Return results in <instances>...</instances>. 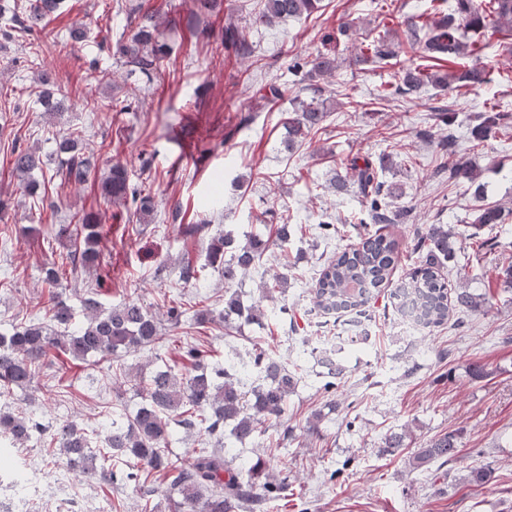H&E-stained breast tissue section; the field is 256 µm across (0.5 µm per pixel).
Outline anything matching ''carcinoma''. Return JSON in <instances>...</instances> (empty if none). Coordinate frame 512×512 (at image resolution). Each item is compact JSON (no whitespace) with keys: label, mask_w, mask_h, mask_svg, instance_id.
Returning a JSON list of instances; mask_svg holds the SVG:
<instances>
[{"label":"carcinoma","mask_w":512,"mask_h":512,"mask_svg":"<svg viewBox=\"0 0 512 512\" xmlns=\"http://www.w3.org/2000/svg\"><path fill=\"white\" fill-rule=\"evenodd\" d=\"M321 0H264V8L255 23L271 26L287 19L309 16L320 8ZM429 0L426 9L404 21L410 33L413 49L425 62V68L406 67L398 71L397 86H383L377 99L386 100L394 94L417 92L429 85L448 87L454 83L477 89L489 82V71L483 61L485 44L470 41L468 32L487 26L512 32V0ZM65 0H34L24 16L18 14V4L0 5L3 28L0 35L10 36V30L21 24L29 32H37L48 17L63 13ZM119 52L130 73L146 76L153 72L162 54L157 25L141 22L136 25ZM396 46L386 37L364 40L348 58L351 77L361 71V65L373 60L397 58ZM460 63V68L442 72L443 63ZM336 57L317 54L307 60L294 59L288 71L306 72L309 78L331 77L336 73ZM331 109L324 104L298 102L288 117V135L284 146L291 151L296 145L322 129L329 120ZM504 127L503 115L490 109L477 117L469 127V139L482 144L495 138ZM79 136L70 135L58 143L68 180L76 184L88 181L93 160L78 152ZM453 148L441 155L436 173H448V178H464L475 182L478 176L473 166L462 158L448 160ZM13 169L27 190H32L33 173L42 166L34 150L13 151ZM390 163L389 156L378 159L353 157L341 162L346 174L339 176L336 191L352 185L354 193L369 213L377 228L360 242L346 247L328 259L311 288L314 308L323 313L349 312L361 315L369 312V302L379 289L386 287L391 276L408 256L413 268L404 281L391 293L392 306L402 311L406 301L420 310L422 326L428 331L443 326L451 314L455 323L483 314L489 299L482 293L459 286L448 287L443 269L454 257L450 233L442 224H426L415 230L411 242L403 244L391 234L382 233V225L394 224L401 213L392 208L398 185L386 184L383 173ZM101 195L110 202L132 200L140 220L153 212L148 196L141 195L129 182L127 168L115 163L101 184ZM73 250L68 256L72 268L99 263L98 242L103 225L97 216L85 214L74 224ZM288 225L278 224L274 235H253L245 242L237 241L234 233L209 239L207 252L210 264L224 276V310L198 309L192 316L196 325L215 319L229 326L238 322L265 324L266 311L262 302L272 298L271 291L285 292L288 288V264L273 275V282L260 285L261 296L246 304L233 287L244 282L249 271L260 264L263 256L276 244L288 243ZM62 280L60 268L51 265L45 271V283L51 288L44 319L30 321L0 333V400L12 398L14 390L32 388L40 365L49 353L58 349L74 360L97 357L115 365V376L125 375L123 383L141 392V403L131 412L112 413L100 426L88 433L74 423L57 426L53 431L60 454L65 456L69 470L86 481H105L123 488L135 489L144 502V512H159L167 505L170 512H263L267 504L280 498L288 487L285 476L271 470L265 462L228 456L237 443L262 436L270 427L284 439L294 435L297 426L285 417L288 396L303 379V374L291 371L266 351L254 354L257 374L249 377L244 367L227 358H213L204 345L183 339L180 356L182 367L169 360L157 363L160 355L146 362L150 371L134 376L124 374L123 357L153 351L165 340L163 323L171 327L181 324L185 311L176 302L167 307L165 317L148 309L138 299H127L117 305L104 306L93 296L81 300L76 311L55 292ZM328 367L329 380L321 392L325 407L334 413L344 403V367L331 356L322 358ZM201 439L204 447L194 451L190 464L178 463L171 448L174 428ZM46 430L35 412L0 408V445L25 447L37 433ZM104 440L98 448L95 438ZM455 432L432 437L418 448L411 461L414 469L428 468L438 462L448 463L458 453ZM123 458L125 469H113L110 461Z\"/></svg>","instance_id":"cac0c4a2"}]
</instances>
